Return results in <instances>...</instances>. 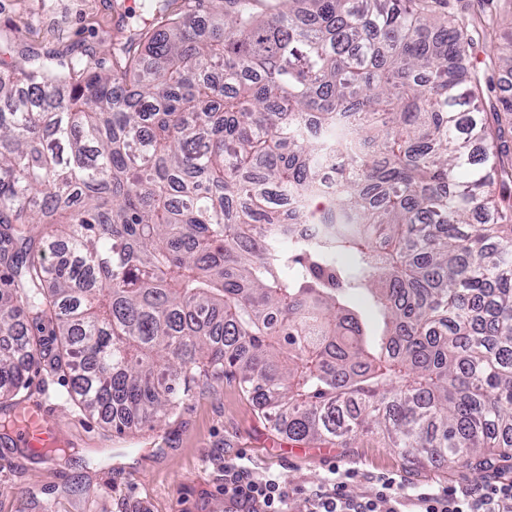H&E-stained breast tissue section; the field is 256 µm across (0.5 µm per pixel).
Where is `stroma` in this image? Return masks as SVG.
Masks as SVG:
<instances>
[{
	"label": "stroma",
	"instance_id": "stroma-1",
	"mask_svg": "<svg viewBox=\"0 0 512 512\" xmlns=\"http://www.w3.org/2000/svg\"><path fill=\"white\" fill-rule=\"evenodd\" d=\"M144 0H0V59L50 53L59 61L110 71L113 39L138 27ZM440 13L485 20L470 57L484 104L512 96L498 56L512 50V0H439ZM68 379L49 365L31 374L29 405L50 406L66 456L31 453L0 411V512H227L224 467L244 458L259 475L288 481V508L303 512L307 490L331 469L353 472L345 491L374 496L379 479L397 474L411 486L445 488L474 481L460 465L409 462L403 448L376 433L353 447L324 449L273 431L233 376L199 384L154 427L116 433L103 418L61 400Z\"/></svg>",
	"mask_w": 512,
	"mask_h": 512
}]
</instances>
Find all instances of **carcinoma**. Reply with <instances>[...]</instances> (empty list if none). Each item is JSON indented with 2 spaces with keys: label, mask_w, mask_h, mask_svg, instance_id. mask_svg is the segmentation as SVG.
<instances>
[{
  "label": "carcinoma",
  "mask_w": 512,
  "mask_h": 512,
  "mask_svg": "<svg viewBox=\"0 0 512 512\" xmlns=\"http://www.w3.org/2000/svg\"><path fill=\"white\" fill-rule=\"evenodd\" d=\"M168 2L110 72L0 75V397L46 358L121 433L230 373L297 441L507 455L512 123L473 31L426 0H209L204 31Z\"/></svg>",
  "instance_id": "obj_1"
}]
</instances>
